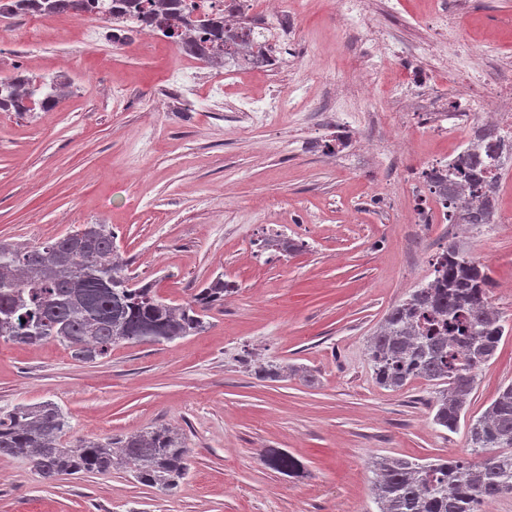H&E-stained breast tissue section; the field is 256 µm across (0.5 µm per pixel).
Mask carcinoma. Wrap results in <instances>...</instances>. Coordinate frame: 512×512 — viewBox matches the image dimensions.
<instances>
[{
	"label": "carcinoma",
	"instance_id": "obj_1",
	"mask_svg": "<svg viewBox=\"0 0 512 512\" xmlns=\"http://www.w3.org/2000/svg\"><path fill=\"white\" fill-rule=\"evenodd\" d=\"M86 0H14L10 16L79 15ZM144 13L150 32L176 44L186 54L208 63L214 48L239 42L238 52L263 44L240 40L250 19L237 15L235 27L209 15L191 23L197 37L175 25L182 19V0H112V15L123 19L131 8ZM38 98L43 111L61 100L56 87L22 73L0 76V112H28L26 100ZM481 150L463 151L450 165L476 187L485 183L481 202L469 210V224H490L495 212L500 173L488 171L486 158L500 154L502 139L491 127L478 135ZM493 287L488 269L450 244L434 269V279L392 307L369 342L377 383L399 389L421 378L442 386L434 424L451 432L465 424L470 459L437 458L419 463L404 458L373 462L375 502L379 512H476L512 489V384L499 389L483 414L474 419L464 408L480 371L495 356L508 331L490 313ZM235 286L218 277L191 300L172 306L152 285L135 280L114 244L108 224H83L53 242L34 247L0 241V339L35 345L58 340L78 360L93 363L112 347L130 343L171 341L203 331L208 312L224 303ZM67 426L61 408L51 401L17 405L0 416V456L28 454L41 478L53 483L68 477L106 472L119 465L144 485L162 491L178 486L188 472V449L168 427L105 439H84L65 448L60 437ZM263 463L286 475L303 465L286 452L268 449Z\"/></svg>",
	"mask_w": 512,
	"mask_h": 512
}]
</instances>
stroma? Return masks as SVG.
Here are the masks:
<instances>
[{"label":"stroma","instance_id":"1","mask_svg":"<svg viewBox=\"0 0 512 512\" xmlns=\"http://www.w3.org/2000/svg\"><path fill=\"white\" fill-rule=\"evenodd\" d=\"M284 8L296 55H283L276 76L252 71L219 95L202 63L196 80L175 87L187 58L158 35L121 47L82 43L76 16L0 25V74L20 61L33 78L71 81L54 111L0 112V240L32 246L108 224L132 272L168 303L220 275L236 287L201 333L123 343L92 364L57 341L0 340V409L55 403L66 445L166 426L190 450L189 473L169 492L120 467L48 484L27 456H2L0 512H378L374 459L467 457L465 428L433 422L438 386L381 387L368 344L393 306L433 280L451 243L489 268L497 315L512 327V169L493 223L463 233L445 221L412 224L421 165L449 156L460 134L428 136L412 113L392 128L402 151L394 162L382 150L336 155L335 131L301 123L351 86L368 27L399 51L347 97L361 138L373 117L390 120L413 69L485 29H498L499 52L512 55V0H475L462 13L449 0H371L363 17L340 13L336 0ZM242 93L289 103L254 129L227 110ZM278 234L297 251L260 263L264 240ZM267 363L284 366L282 377L257 378ZM508 384L512 335L482 370L469 415ZM270 448L297 458L302 474L268 469Z\"/></svg>","mask_w":512,"mask_h":512}]
</instances>
